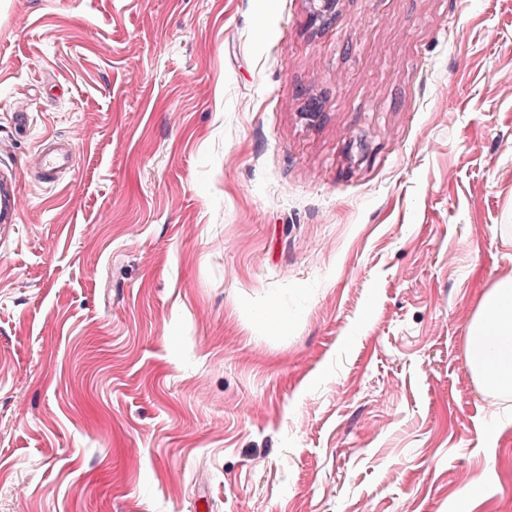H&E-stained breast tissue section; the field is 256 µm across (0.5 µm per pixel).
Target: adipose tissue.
Instances as JSON below:
<instances>
[{
    "mask_svg": "<svg viewBox=\"0 0 512 512\" xmlns=\"http://www.w3.org/2000/svg\"><path fill=\"white\" fill-rule=\"evenodd\" d=\"M466 365L484 387L512 396V276L486 288L468 328Z\"/></svg>",
    "mask_w": 512,
    "mask_h": 512,
    "instance_id": "obj_1",
    "label": "adipose tissue"
}]
</instances>
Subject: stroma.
Wrapping results in <instances>:
<instances>
[{"instance_id":"obj_1","label":"stroma","mask_w":512,"mask_h":512,"mask_svg":"<svg viewBox=\"0 0 512 512\" xmlns=\"http://www.w3.org/2000/svg\"><path fill=\"white\" fill-rule=\"evenodd\" d=\"M1 148L0 512H512V0H0ZM34 164L40 181L55 183L59 174L68 169L72 162V149L69 143L46 139L34 156ZM17 220L15 183L6 185L0 180V222L15 224ZM466 365L484 387L512 396V276L486 288L468 328Z\"/></svg>"}]
</instances>
